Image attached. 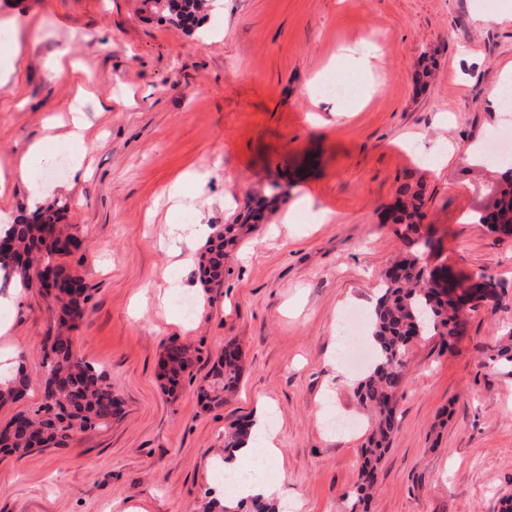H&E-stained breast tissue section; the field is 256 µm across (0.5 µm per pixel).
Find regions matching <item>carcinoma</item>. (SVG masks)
Instances as JSON below:
<instances>
[{
  "label": "carcinoma",
  "mask_w": 512,
  "mask_h": 512,
  "mask_svg": "<svg viewBox=\"0 0 512 512\" xmlns=\"http://www.w3.org/2000/svg\"><path fill=\"white\" fill-rule=\"evenodd\" d=\"M172 23L192 26L199 23L205 0H155ZM507 185L493 201L476 211L474 221L484 224L490 232L512 234V167L508 168ZM398 213L391 215L392 223L405 226L402 239L407 252L385 273L381 296L371 315L372 361L361 372L356 387L360 406L370 412L372 432L364 449V460L359 473V499L371 489L378 463L391 447L399 428V419L392 405L397 390L407 371L405 353L411 337L437 336L445 350H454L453 339L459 335L465 313L464 304L448 295L428 272L421 261V248L430 242L422 240L418 227L424 219L421 211V186L402 185ZM81 240L59 223L58 211L46 210L33 218L22 216L12 225L0 243V271H14L29 288L37 271L45 269L61 279L54 290L45 289L59 309L60 327L42 348L44 389L56 386V412L43 403L34 414L17 413L23 425L11 434H0V451L19 458L37 448H65L73 434L101 428L122 412L120 401L112 390L108 373L100 366L78 358L73 352L70 332L83 320L87 301L83 279L54 261V257L70 255L78 250ZM205 267L202 282L221 281L224 274V232L216 233L205 249ZM242 353L237 344H224V353L213 366L217 387L200 391L207 402L224 400V394L237 389L241 376ZM490 360L503 368H512V331L508 343L500 346ZM193 363L183 345L172 343L161 359V377L165 387L176 392L180 380ZM29 386L24 371L8 379L0 378V406L15 402ZM253 421L237 423L227 436L224 451L230 452L250 435ZM222 512H279L273 500L255 497L250 506L240 501Z\"/></svg>",
  "instance_id": "1"
}]
</instances>
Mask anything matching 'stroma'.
Returning a JSON list of instances; mask_svg holds the SVG:
<instances>
[{"instance_id":"obj_1","label":"stroma","mask_w":512,"mask_h":512,"mask_svg":"<svg viewBox=\"0 0 512 512\" xmlns=\"http://www.w3.org/2000/svg\"><path fill=\"white\" fill-rule=\"evenodd\" d=\"M367 43L380 60L361 73L350 57ZM60 49L64 67L88 74L90 169L53 163L12 179L48 123L71 128L76 88L46 67ZM510 67L512 0H216L192 29L154 0H0V204L29 213L39 190L75 225L82 248L60 262L90 298L73 351L107 371L123 406L68 447L0 452V512H202L226 432L259 417L288 472L283 512H500L512 493V376L490 356L512 328V237L472 222L501 178L464 151L512 126L489 99ZM330 73L360 96L312 103ZM194 170L197 196L174 210L168 189ZM405 184L424 191L426 264L465 283L495 276L504 291L498 310L466 317L454 351L435 336L410 343L399 430L362 502L358 372L335 376L329 360L343 311L371 314L406 250L387 219ZM173 222L237 225L220 282H200L204 245L170 254ZM57 320L42 288H0L6 342L29 376L0 426L40 404ZM230 340L238 389L201 401ZM172 343L196 362L171 395L158 373Z\"/></svg>"}]
</instances>
